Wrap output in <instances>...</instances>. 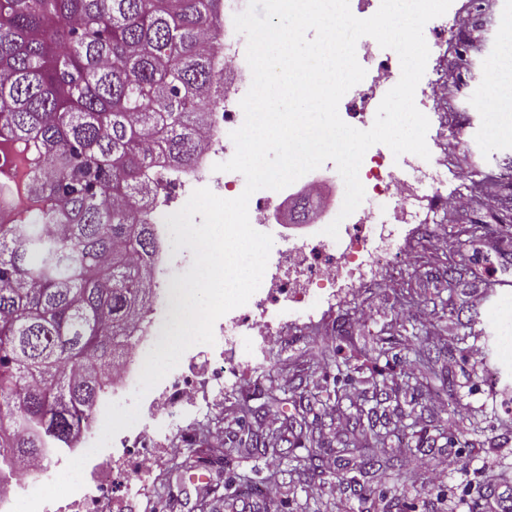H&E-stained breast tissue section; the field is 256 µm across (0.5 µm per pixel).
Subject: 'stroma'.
I'll return each mask as SVG.
<instances>
[{"label":"stroma","instance_id":"35a3bbf8","mask_svg":"<svg viewBox=\"0 0 512 512\" xmlns=\"http://www.w3.org/2000/svg\"><path fill=\"white\" fill-rule=\"evenodd\" d=\"M460 20L478 14V28L463 25L465 42L449 39L441 67L448 96L438 114L436 151L453 173L459 195L471 198L463 213H438L433 224L408 223L406 260L353 288L336 291L334 306L314 319L288 322L262 355L241 366L191 439L175 435L154 470L153 500L167 512H483L487 495L512 501V240L499 220L512 215V134L493 135L494 117L512 114V83L493 82L512 69V0H457ZM492 98L493 109L482 105ZM398 396L394 429L380 460L409 447L408 463L389 470L383 486L361 479L337 461L311 476L295 471L310 446L302 431L318 424L335 455L337 429L381 425L372 415L365 377ZM449 389H442V380ZM342 389L334 414L312 407L314 396ZM280 431L276 451L244 452L243 436ZM457 455L460 470L440 487L422 485L416 463ZM239 477L259 493L228 500L224 484Z\"/></svg>","mask_w":512,"mask_h":512}]
</instances>
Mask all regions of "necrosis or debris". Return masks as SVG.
<instances>
[{
	"mask_svg": "<svg viewBox=\"0 0 512 512\" xmlns=\"http://www.w3.org/2000/svg\"><path fill=\"white\" fill-rule=\"evenodd\" d=\"M236 0H224V48L214 54L229 87L218 111L210 113L204 139L193 167L170 171L153 169L152 221L157 232H165L167 215L180 210L194 190L209 188L217 196L233 199L244 190L245 184L236 173L218 172L214 166L227 162L235 153L230 138L241 127L244 112L241 99L248 92L252 74L246 61V46L242 35L234 28ZM457 18L453 13L430 20L432 34L426 70L415 91V105L427 111L429 103L443 99L447 83L438 74L441 48L448 31L454 30ZM357 60L364 64L365 78L350 90L341 114L348 123L366 124L373 110L378 109L386 90L401 71L397 53L379 46L369 36L359 41ZM423 173L421 197L429 213H436L455 197L448 191V169L437 158L424 159L406 153L393 159L380 150L367 151L359 169V179L366 195L398 199L404 186L416 173ZM292 188L296 198L310 200L314 211L307 224L308 233L301 242L281 251L276 267L266 269L260 288L248 303L235 308L214 324L216 348L236 350L244 337L268 341L276 329L268 316L271 309L296 315L312 310L310 286L327 288L341 279L356 284L366 270H380L402 259L399 245H373L366 228L378 220L375 210L358 207L344 219L338 238L325 235L324 229L335 218L323 178L316 172L301 177ZM239 359L217 361L203 372L187 371L162 382L147 392L143 401L150 410L147 421L120 431L113 438L112 458L108 469L98 479L95 493H73L58 501L45 504L41 512H112V487L115 481L134 479L135 486L128 500L130 512H138L149 485L154 463L160 461L171 433L185 432L191 416L204 410L206 398L218 395L224 388L225 375L236 372ZM141 367L137 359H123L114 371L104 377L103 397L110 402L131 405V396L138 386ZM66 466L65 461L43 459L29 468L11 466L0 474V482L16 485V492L0 494V512H11L18 497L30 494L37 487L52 481Z\"/></svg>",
	"mask_w": 512,
	"mask_h": 512,
	"instance_id": "1",
	"label": "necrosis or debris"
}]
</instances>
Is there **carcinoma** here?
<instances>
[{
	"label": "carcinoma",
	"instance_id": "carcinoma-1",
	"mask_svg": "<svg viewBox=\"0 0 512 512\" xmlns=\"http://www.w3.org/2000/svg\"><path fill=\"white\" fill-rule=\"evenodd\" d=\"M221 0H0V470L56 457L151 301L146 169L191 165ZM346 448L385 447L362 432ZM394 461L361 458L381 483Z\"/></svg>",
	"mask_w": 512,
	"mask_h": 512
}]
</instances>
